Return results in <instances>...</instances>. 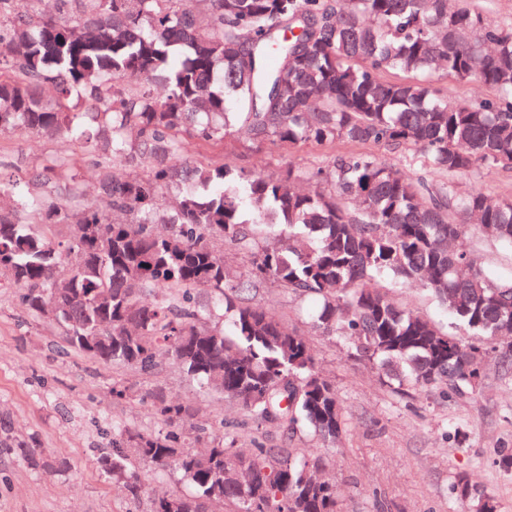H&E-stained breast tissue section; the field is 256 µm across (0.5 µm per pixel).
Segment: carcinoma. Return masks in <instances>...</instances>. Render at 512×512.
<instances>
[{
	"mask_svg": "<svg viewBox=\"0 0 512 512\" xmlns=\"http://www.w3.org/2000/svg\"><path fill=\"white\" fill-rule=\"evenodd\" d=\"M0 0V130L60 139L93 157L98 194L76 183L69 154L33 180L57 182L52 200L0 180L16 208H0V280L28 312L61 325L66 348L149 372L159 357L246 412L252 448L224 446L189 405L159 390L139 401L166 430L115 429L102 457L134 497L126 449L173 467L193 488L154 512H340L322 458L266 445L262 428L340 441L336 389L306 338L253 305L269 283L312 297V327L341 339L396 392L471 397L486 341L512 371V275L469 246L512 247V197L463 193L452 177L476 166L512 170V25L473 0H56V13L11 15ZM476 81L493 95L464 104L430 77ZM44 84L56 95L41 96ZM247 129L292 152L306 144L400 148L424 180L371 152L332 156L276 176L184 157ZM143 168L146 174L136 170ZM168 210L157 207L163 192ZM66 227L57 240L47 234ZM248 259L241 274L222 245ZM417 283L448 312L442 329L379 288ZM212 300L202 306L197 291ZM193 437L204 444L183 450ZM0 447L30 445L0 426ZM466 512H496L463 481Z\"/></svg>",
	"mask_w": 512,
	"mask_h": 512,
	"instance_id": "1",
	"label": "carcinoma"
}]
</instances>
